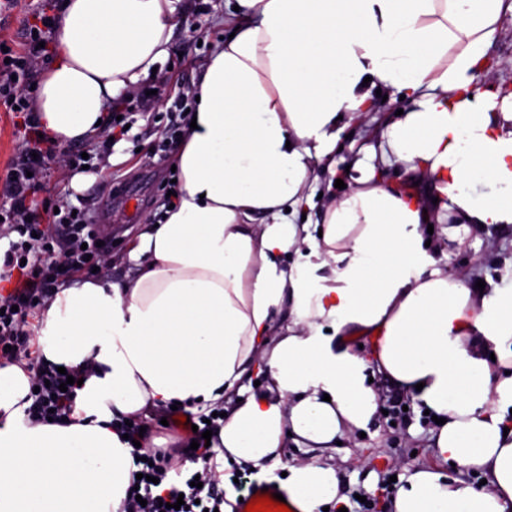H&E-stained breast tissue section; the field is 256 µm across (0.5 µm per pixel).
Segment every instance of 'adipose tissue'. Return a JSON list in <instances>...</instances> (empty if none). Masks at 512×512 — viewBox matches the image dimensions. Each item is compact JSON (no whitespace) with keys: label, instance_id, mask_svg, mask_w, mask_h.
Instances as JSON below:
<instances>
[{"label":"adipose tissue","instance_id":"adipose-tissue-1","mask_svg":"<svg viewBox=\"0 0 512 512\" xmlns=\"http://www.w3.org/2000/svg\"><path fill=\"white\" fill-rule=\"evenodd\" d=\"M184 10L66 0L41 132L104 133L113 101L168 60ZM508 13L512 0H224L180 196L143 225L135 277L61 286L37 313L39 361L85 374L67 419L31 423L32 370L0 366V512H122L134 465L116 419L178 403L224 407L225 469L285 468L279 490L318 512L341 491L319 455L375 420L376 374L441 419L436 463L405 469L393 512H512V257L480 281L440 260L445 241L512 229V90L474 83ZM383 100L400 115L359 148L344 194H318L340 117ZM290 443L312 459L283 466Z\"/></svg>","mask_w":512,"mask_h":512}]
</instances>
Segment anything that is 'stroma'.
<instances>
[{
    "mask_svg": "<svg viewBox=\"0 0 512 512\" xmlns=\"http://www.w3.org/2000/svg\"><path fill=\"white\" fill-rule=\"evenodd\" d=\"M57 5L58 0H17L15 7L0 11V48L13 55L20 53L36 11L51 17ZM223 39L224 0H189L173 38L168 69L149 88H138L112 105L115 114L136 113L137 121L127 135L107 155L93 143L59 147L56 162L38 176L40 203L85 208L89 222L109 238L104 276L116 280L134 276L127 253L142 225L155 222L161 215L176 177L171 170L176 146L164 151L159 148L170 108L192 89L214 45ZM24 130L23 113L10 111L0 101V182L25 148ZM82 153L87 154L96 177L76 192L70 188V179L75 157ZM511 255V232L472 236L461 244L448 242L442 264L451 271L475 275L492 268L495 259ZM373 386L379 395L381 415L365 434H352L344 447L323 454L324 462L336 467L345 496L342 507H330L329 512H356L360 495L374 503L375 512H390L394 490L390 476L402 475L405 466L435 461L430 416L412 406L403 421H395L388 408L404 402V395L379 378ZM162 418V412L152 409L140 415L139 421L147 429L146 447H185L186 429L179 423L162 425Z\"/></svg>",
    "mask_w": 512,
    "mask_h": 512,
    "instance_id": "stroma-1",
    "label": "stroma"
}]
</instances>
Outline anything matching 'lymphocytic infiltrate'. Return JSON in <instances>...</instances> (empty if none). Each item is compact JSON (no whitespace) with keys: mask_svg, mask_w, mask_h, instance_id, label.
<instances>
[{"mask_svg":"<svg viewBox=\"0 0 512 512\" xmlns=\"http://www.w3.org/2000/svg\"><path fill=\"white\" fill-rule=\"evenodd\" d=\"M41 35L26 34L25 50L0 65V98L17 112L30 109L29 101L20 92L21 82L31 78L42 53ZM35 152H24L10 169L0 194L9 204L0 211V220L7 223L16 240L10 241L5 253L7 268L18 269L14 289L0 298V353L7 359L30 354L32 335L27 319L36 303L49 300L56 288L64 285L70 273L87 269L88 265L103 267L105 253L100 237L85 226V220L71 213H45L35 198V176L43 172L53 156L52 142L36 138ZM66 375L56 367L36 365L33 385L39 391L28 409L32 423L63 420L72 407L74 390L60 391ZM135 466L142 478L136 494L128 495L123 512H170V504H179V512H219L224 506V493L219 490L220 477L215 472H201V487L191 484L190 476L171 478L174 469L171 450L136 447L132 450Z\"/></svg>","mask_w":512,"mask_h":512,"instance_id":"lymphocytic-infiltrate-1","label":"lymphocytic infiltrate"}]
</instances>
